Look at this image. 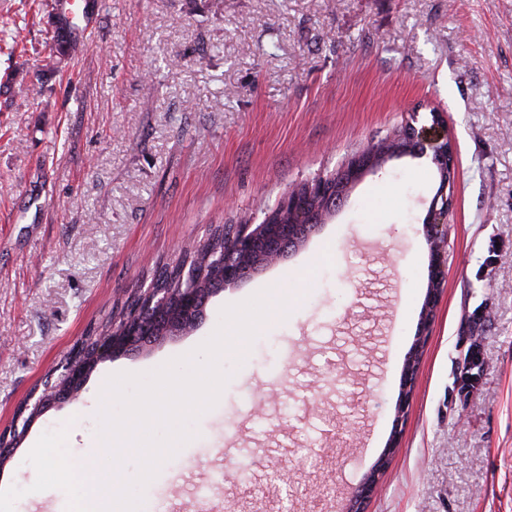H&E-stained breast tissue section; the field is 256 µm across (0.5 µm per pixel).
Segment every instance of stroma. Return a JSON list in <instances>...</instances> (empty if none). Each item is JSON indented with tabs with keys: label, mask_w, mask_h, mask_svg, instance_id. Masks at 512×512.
Instances as JSON below:
<instances>
[{
	"label": "stroma",
	"mask_w": 512,
	"mask_h": 512,
	"mask_svg": "<svg viewBox=\"0 0 512 512\" xmlns=\"http://www.w3.org/2000/svg\"><path fill=\"white\" fill-rule=\"evenodd\" d=\"M99 3L77 39L55 0H0V429L179 243L262 223L290 188L438 111L456 158L448 266L367 512H512V0ZM438 186L429 158L385 163L298 250L212 295L195 330L100 363L0 468V489L25 491L14 512H67L61 490H30L43 433L66 431L74 465L106 466L107 377L199 346L225 305L265 290L287 317L224 357L196 444L143 493L150 512H194L220 474L214 503L231 512H341L391 436ZM473 343L483 372L465 389Z\"/></svg>",
	"instance_id": "stroma-1"
}]
</instances>
